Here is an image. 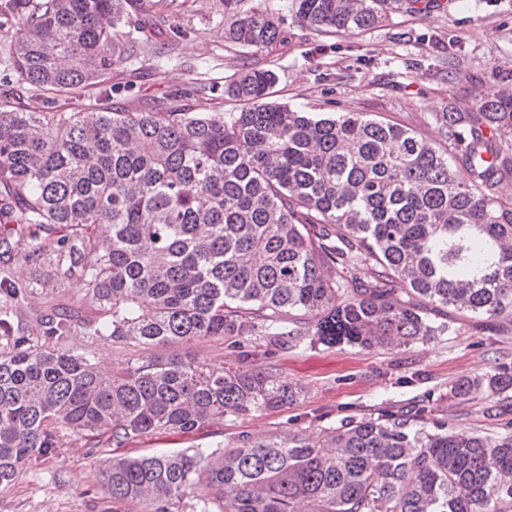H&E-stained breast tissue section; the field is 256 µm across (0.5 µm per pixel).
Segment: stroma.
Listing matches in <instances>:
<instances>
[{
  "mask_svg": "<svg viewBox=\"0 0 512 512\" xmlns=\"http://www.w3.org/2000/svg\"><path fill=\"white\" fill-rule=\"evenodd\" d=\"M419 5V13L399 9L373 30L342 37L298 23L291 0H265L280 16L282 33L277 43L257 51L225 42L224 0H178L169 28L157 26L143 0H130L127 29L137 55L110 75L112 100L133 110L143 101L160 103L178 93L191 111L235 112L239 104L225 97L226 80L245 67H267L278 76L277 102L325 115L368 112L434 140L432 115L484 89L492 69L512 70V0H420ZM143 30L150 31V39L140 38ZM169 42L170 59L154 67L156 51ZM452 43L461 45L470 64L472 80L464 85L449 84L438 61ZM456 323L457 335L390 350L304 345L275 350L278 371L304 388L297 404L91 456L59 453L28 470L11 489H0V512H103L98 468L105 458L149 447L209 448L241 434H308L382 403L406 409L422 396L439 399L449 428H483L485 400L459 405L448 399V388L495 364L512 368V324L485 326L462 314Z\"/></svg>",
  "mask_w": 512,
  "mask_h": 512,
  "instance_id": "obj_1",
  "label": "stroma"
}]
</instances>
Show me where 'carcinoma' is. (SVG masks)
Instances as JSON below:
<instances>
[{"label":"carcinoma","instance_id":"cac0c4a2","mask_svg":"<svg viewBox=\"0 0 512 512\" xmlns=\"http://www.w3.org/2000/svg\"><path fill=\"white\" fill-rule=\"evenodd\" d=\"M224 0L225 41L261 51L280 20ZM318 33L382 24L400 0H291ZM128 0H0L4 68L43 108L0 98V298L40 292L35 335L0 317V489L66 448L93 454L224 426L296 403L271 348L371 352L454 333L436 312L512 323V90L433 116L440 142L367 112L320 116L269 101L277 74L224 84L236 112H190L175 94L136 110L60 112L135 57ZM448 81L470 79L448 51ZM467 178L458 179L450 160ZM38 268L26 283L10 260ZM81 282L71 297L65 284ZM400 281L404 288L392 284ZM170 352L104 370L78 335ZM228 343L240 365L179 347ZM512 390L495 367L455 380L470 403ZM425 397L318 434H243L212 448L113 458L106 512H512V401L455 432Z\"/></svg>","mask_w":512,"mask_h":512}]
</instances>
